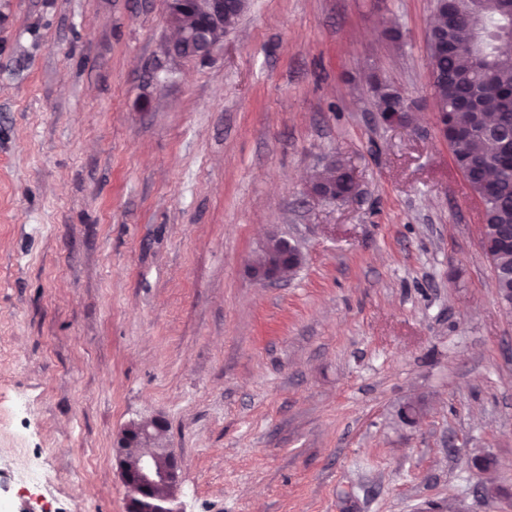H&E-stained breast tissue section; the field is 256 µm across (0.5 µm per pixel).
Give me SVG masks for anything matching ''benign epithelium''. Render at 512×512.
Here are the masks:
<instances>
[{
	"instance_id": "7a95c632",
	"label": "benign epithelium",
	"mask_w": 512,
	"mask_h": 512,
	"mask_svg": "<svg viewBox=\"0 0 512 512\" xmlns=\"http://www.w3.org/2000/svg\"><path fill=\"white\" fill-rule=\"evenodd\" d=\"M230 0H166V24L177 38L165 44V53L183 59L207 61L223 46L230 16ZM313 197L335 202L336 196L323 179L310 185ZM263 256L250 263L252 277L262 283L281 279L299 266L294 244L272 234L259 248ZM165 429L160 420L132 422L115 438V455L127 489L125 512H177L179 464L172 451L160 444Z\"/></svg>"
}]
</instances>
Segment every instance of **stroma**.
Here are the masks:
<instances>
[{
	"label": "stroma",
	"mask_w": 512,
	"mask_h": 512,
	"mask_svg": "<svg viewBox=\"0 0 512 512\" xmlns=\"http://www.w3.org/2000/svg\"><path fill=\"white\" fill-rule=\"evenodd\" d=\"M433 10L248 0L199 62L163 55L164 0H0L1 471L38 450L62 512H125L113 441L159 416L181 512H506L512 307L437 129ZM331 157L353 200L311 196ZM272 232L303 263L263 285ZM373 89H374V92H375L376 104L381 109L382 112H384V113H397V112L410 113V112H412V110H411V103L408 101V99L405 96H404L405 101L401 105V107H399V110L396 111L394 109V106H396L397 104H392L391 103L392 86L389 83H387V81H385V80H383V79H381L379 77H376L375 80H374ZM382 112L377 113L378 120L380 122H383L384 124L390 126V127H404V128H407V125H409V123H410V122H405V123L394 122V123H391L389 121H385L384 118H383Z\"/></svg>",
	"instance_id": "1"
}]
</instances>
